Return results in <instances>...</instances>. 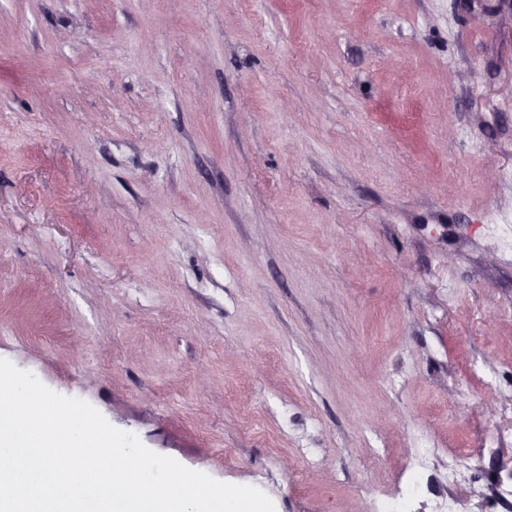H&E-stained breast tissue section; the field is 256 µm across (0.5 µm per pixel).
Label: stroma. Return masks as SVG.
Segmentation results:
<instances>
[{"mask_svg":"<svg viewBox=\"0 0 512 512\" xmlns=\"http://www.w3.org/2000/svg\"><path fill=\"white\" fill-rule=\"evenodd\" d=\"M0 359L275 512H505L512 0H0Z\"/></svg>","mask_w":512,"mask_h":512,"instance_id":"stroma-1","label":"stroma"}]
</instances>
